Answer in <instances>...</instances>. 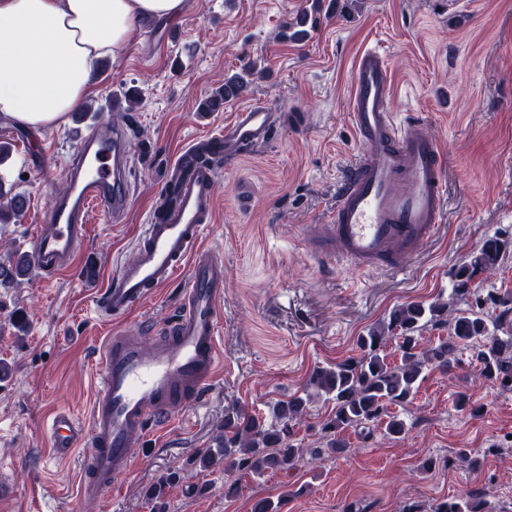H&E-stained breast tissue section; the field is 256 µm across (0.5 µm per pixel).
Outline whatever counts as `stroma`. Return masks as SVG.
<instances>
[{
	"label": "stroma",
	"mask_w": 512,
	"mask_h": 512,
	"mask_svg": "<svg viewBox=\"0 0 512 512\" xmlns=\"http://www.w3.org/2000/svg\"><path fill=\"white\" fill-rule=\"evenodd\" d=\"M305 0H186L175 40L165 25L142 20L138 43L99 69L91 111L106 126L131 121L132 191L120 222L92 212L85 249L94 271L51 282L30 273L0 285V512H76L80 456L56 463L44 429L65 408L86 418L100 346L113 327L99 319L90 294L127 258L160 206L177 155L223 131L239 108L264 103L283 115L257 151L221 163L214 183L215 222L204 244L224 257L219 323L222 371L200 406L149 429L135 443L131 465L107 489L96 512H151L147 489L168 471L185 468L167 512H252L255 500L275 512H401L485 492L512 506V391L472 384L476 362L461 350L451 373H426L400 413L409 430L390 437L349 430L348 453L290 474L242 480L224 495V475L190 468L214 447L224 416L237 407L267 412L303 394L316 367L359 356L357 339L397 306L447 297L454 271L493 234L512 237V0H360L349 12L324 0L320 22L301 42L279 33ZM387 59L394 110L420 119L414 133L439 141L449 201L440 235L406 263L405 274L318 263L315 225L327 223L336 188L363 146L353 130L348 91L358 53ZM257 64L248 91L223 110L199 106L225 78ZM125 97L126 111L112 109ZM79 123L69 119L36 133L0 115V141L11 152L0 164L6 188L26 193L17 218L0 221V263L31 252L38 225L65 191V162ZM187 276L158 290L124 319L156 331L172 318ZM467 393L468 407L456 396ZM478 458L469 468L456 457ZM435 457V470L421 465Z\"/></svg>",
	"instance_id": "1"
}]
</instances>
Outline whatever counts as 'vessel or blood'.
<instances>
[{
  "instance_id": "obj_1",
  "label": "vessel or blood",
  "mask_w": 512,
  "mask_h": 512,
  "mask_svg": "<svg viewBox=\"0 0 512 512\" xmlns=\"http://www.w3.org/2000/svg\"><path fill=\"white\" fill-rule=\"evenodd\" d=\"M391 72L385 57L366 50L356 59L349 111L364 145L336 191L328 224L316 237L317 259H336L362 269L401 273L431 242L442 221L446 194L443 157L434 138L407 132L389 103ZM278 125L263 104L235 113L221 134L199 139L174 165L176 201L156 209L129 258L94 297L98 314H129L182 270L190 278L174 319L152 336L137 326L110 332L100 351L87 422L55 412L48 437L52 455L65 462L81 455L78 497L98 504L104 488L124 475L135 440L150 426L196 403L221 364L217 340L224 299V262L204 246L214 220L213 182L220 160H232L268 143ZM68 189L51 205L31 251L42 279L85 264L82 250L91 212L119 218L129 201L126 134L90 128L66 167Z\"/></svg>"
}]
</instances>
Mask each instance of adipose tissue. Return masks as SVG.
Masks as SVG:
<instances>
[{
    "label": "adipose tissue",
    "mask_w": 512,
    "mask_h": 512,
    "mask_svg": "<svg viewBox=\"0 0 512 512\" xmlns=\"http://www.w3.org/2000/svg\"><path fill=\"white\" fill-rule=\"evenodd\" d=\"M184 0H0V114L34 131L89 99L98 63L136 39L144 17L171 20Z\"/></svg>",
    "instance_id": "adipose-tissue-1"
}]
</instances>
